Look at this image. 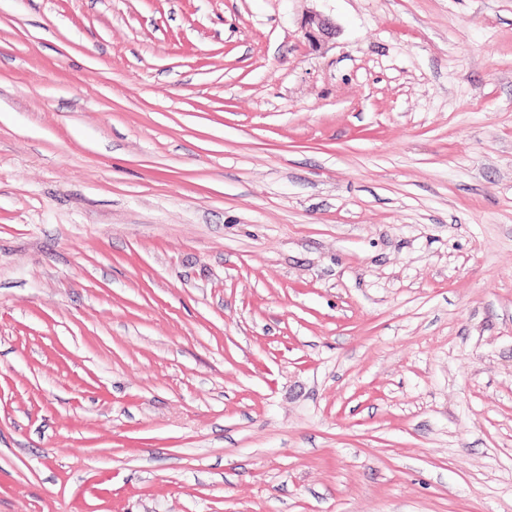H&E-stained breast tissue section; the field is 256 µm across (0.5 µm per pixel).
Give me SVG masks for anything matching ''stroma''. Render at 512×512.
<instances>
[{
    "instance_id": "stroma-1",
    "label": "stroma",
    "mask_w": 512,
    "mask_h": 512,
    "mask_svg": "<svg viewBox=\"0 0 512 512\" xmlns=\"http://www.w3.org/2000/svg\"><path fill=\"white\" fill-rule=\"evenodd\" d=\"M0 512H512V0H0Z\"/></svg>"
}]
</instances>
